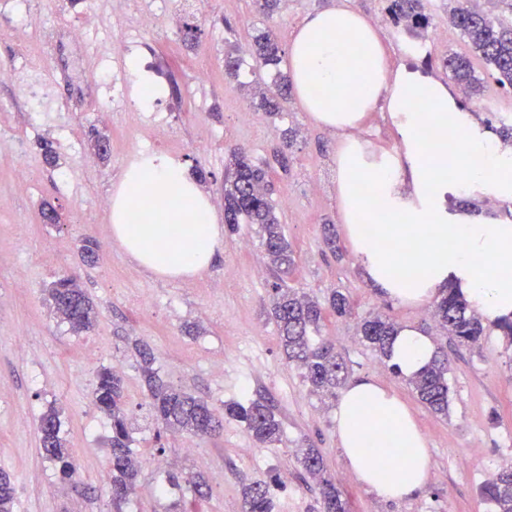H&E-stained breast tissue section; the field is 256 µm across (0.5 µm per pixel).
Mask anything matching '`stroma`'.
<instances>
[{
    "mask_svg": "<svg viewBox=\"0 0 512 512\" xmlns=\"http://www.w3.org/2000/svg\"><path fill=\"white\" fill-rule=\"evenodd\" d=\"M327 0H288L274 18L253 0H31L23 26L13 22L14 0H0V69L13 80L0 83V472L15 489V512H242V488L252 480L287 477L275 493L274 512H317L300 479L297 453L316 448L350 503V512H490L480 487L502 465L512 463V345L489 337L481 349L454 346L434 337L453 360L449 417L429 411L403 378L362 345L352 320L327 317L323 334L350 367L351 377L369 376L396 391L410 408L431 451L424 490L387 503L349 473L333 418L335 400L310 392L297 367L283 354L276 325L267 314L273 282L255 229L225 232L224 251L191 278L157 280L133 264L113 240L105 198L132 155L147 150L174 154L192 172L216 209H224L227 149L241 145L259 160L271 159L285 127L298 130L287 168L272 167L278 216L296 251L291 286L319 300L338 290L356 314L372 311L399 325L430 332L431 305L384 299L365 280L344 231L336 201V133L316 125L297 94L281 103V116L254 111L255 81L266 71L244 65L240 79H227L224 56L250 44L253 33L271 27L287 49L302 20ZM449 0H426L434 28L445 38L428 44L426 55L408 57L393 25L380 26L393 65L431 61V73L447 80L441 60L469 48L448 25ZM200 27L195 49L181 42L183 23ZM83 27L108 45L95 74H88L82 44L70 38ZM152 67L161 93L144 105L132 97L140 67ZM207 65V81L196 78ZM50 89L36 103L25 97L30 81ZM481 124L512 112V91L484 79L469 103ZM108 137L110 155L100 159L92 131ZM52 141L58 166L45 163L41 144ZM28 178L18 181L17 167ZM52 205L60 224L41 218ZM334 227L339 254L325 243ZM99 244L100 257L85 264L84 240ZM75 274L93 301L98 319L76 334L52 313L46 288ZM155 358L163 381L215 408L225 402L264 398L283 423L274 448L256 445L236 421L220 434L188 438L160 432L138 365L139 346ZM122 362L125 411L131 447L140 462L134 493L123 506L112 501L107 440L112 421L93 403L96 375ZM61 412L77 477L61 479L44 456L39 418L49 407ZM196 451L186 454L187 442ZM175 459L186 473L210 477L211 494L190 491L176 498L159 494Z\"/></svg>",
    "mask_w": 512,
    "mask_h": 512,
    "instance_id": "35a3bbf8",
    "label": "stroma"
}]
</instances>
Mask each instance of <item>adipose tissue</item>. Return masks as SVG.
Returning <instances> with one entry per match:
<instances>
[{
  "mask_svg": "<svg viewBox=\"0 0 512 512\" xmlns=\"http://www.w3.org/2000/svg\"><path fill=\"white\" fill-rule=\"evenodd\" d=\"M300 103L319 126L334 130L336 198L346 235L366 280L403 304L431 302L461 288L485 320L512 317V222L449 211L468 188L512 202V145L487 130L441 81L393 66L378 31L348 0L304 18L288 50ZM383 108L396 151L372 154L360 136L367 112ZM112 237L125 255L160 279L208 269L224 249L210 200L181 160L138 153L112 190ZM434 352L417 327L401 328L389 362L406 377ZM348 471L378 498L419 494L430 452L406 403L374 378L347 383L334 414ZM399 449L391 471L375 457Z\"/></svg>",
  "mask_w": 512,
  "mask_h": 512,
  "instance_id": "obj_1",
  "label": "adipose tissue"
}]
</instances>
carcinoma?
Here are the masks:
<instances>
[{
    "label": "carcinoma",
    "instance_id": "obj_1",
    "mask_svg": "<svg viewBox=\"0 0 512 512\" xmlns=\"http://www.w3.org/2000/svg\"><path fill=\"white\" fill-rule=\"evenodd\" d=\"M448 11V22L468 43L473 56L450 54L442 61L450 78L463 90L473 95L480 90L482 78L476 75L473 59L482 61L487 76L502 88L512 89V25H507L492 11L479 5V0H454ZM384 12L389 21L405 30L419 34L431 24L424 0H385ZM250 56L258 66L274 69L280 64V48L272 31L260 29L252 37ZM289 88L286 76L276 71L271 84L259 88L257 109L269 116L280 114L278 99ZM296 131L287 128L282 133L281 146L275 161L288 169V150ZM224 223L235 228L240 224L257 226L260 244L270 267L280 275L271 288V315L277 327L280 345L288 360L302 369V377L311 392L320 397H336V389L348 378L346 360L336 352L332 343L318 340L324 320L321 303L287 285L283 276L290 274L296 264L295 252L280 224L276 205L268 190V163L255 161L241 148H232L224 173ZM54 315L68 324L76 334L89 330L97 319V311L74 277L61 278L48 288ZM330 311L338 318L353 315L348 296L339 290L328 298ZM436 325L451 340L461 346L478 348L490 335L503 336L512 345V320L485 322L469 307L457 288H449L434 304L432 311ZM399 325L380 314H370L357 323L362 342L380 357L388 358L391 343ZM140 368L151 393L153 407L166 429L184 431L193 436L210 434L221 426V421L204 401L160 382L152 359L140 353ZM448 354L437 351L427 367L407 379L418 399L431 412L448 416L451 384L448 374ZM98 409L112 420L111 480L112 501L119 505L135 490L140 471L138 459L130 448L131 438L123 409V386L119 373L103 368L94 389ZM224 417L240 422L257 443L272 446L281 442L282 422L266 402L254 400L224 403ZM40 444L47 459L58 467L61 478L73 473L72 462L63 436L59 413L51 408L40 419ZM298 462L304 478L312 481L318 498L319 512H349L347 501L328 473L324 458L316 448L299 449ZM167 488H191L194 495L205 497L210 485L200 475L170 472ZM277 480H255L243 486L242 512H274V486ZM482 498L492 506V512H512V464H506L489 478L480 489ZM15 489L9 476L0 474V512H14Z\"/></svg>",
    "mask_w": 512,
    "mask_h": 512
}]
</instances>
